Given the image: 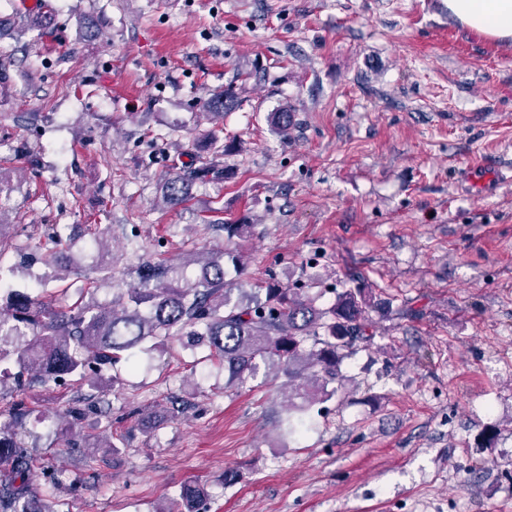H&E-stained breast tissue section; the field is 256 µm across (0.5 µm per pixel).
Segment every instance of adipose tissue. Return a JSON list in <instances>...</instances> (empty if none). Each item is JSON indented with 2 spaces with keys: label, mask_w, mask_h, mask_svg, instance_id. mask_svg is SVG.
Instances as JSON below:
<instances>
[{
  "label": "adipose tissue",
  "mask_w": 512,
  "mask_h": 512,
  "mask_svg": "<svg viewBox=\"0 0 512 512\" xmlns=\"http://www.w3.org/2000/svg\"><path fill=\"white\" fill-rule=\"evenodd\" d=\"M448 14L488 39L512 41V0H448Z\"/></svg>",
  "instance_id": "ef3b65f1"
}]
</instances>
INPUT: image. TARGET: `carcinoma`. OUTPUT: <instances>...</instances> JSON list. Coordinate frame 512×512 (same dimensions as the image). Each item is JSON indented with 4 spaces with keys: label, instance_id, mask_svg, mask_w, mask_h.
Returning a JSON list of instances; mask_svg holds the SVG:
<instances>
[{
    "label": "carcinoma",
    "instance_id": "cac0c4a2",
    "mask_svg": "<svg viewBox=\"0 0 512 512\" xmlns=\"http://www.w3.org/2000/svg\"><path fill=\"white\" fill-rule=\"evenodd\" d=\"M238 106L231 90L205 102L207 115L218 119ZM270 123L285 138L294 126V111L285 106L271 113ZM195 179L192 171L169 179L163 184L165 202H187ZM244 268L241 245L210 254L192 281L184 280L175 264L148 262L138 268V283L118 294L110 306L92 296L73 300L67 286L47 301L6 289L8 307L0 311V363L12 362L16 372L0 371V512H56L29 482L32 454L19 399L24 376L104 393L115 386L104 377L105 369L123 358L135 362L136 354L185 336L191 344L209 348L224 365L227 386L244 384L261 361L273 377L286 376L291 389L287 425L295 432L303 431L305 423L293 413L345 390L341 365L372 336L369 292L344 288L329 306L320 307L309 293L271 282L255 293L238 289L240 298L234 302L231 292ZM93 408L78 399L58 412L54 424L64 447L78 446L77 425ZM102 417L97 420V447L114 452L117 445ZM179 498L183 512H199L206 493L189 483L181 487Z\"/></svg>",
    "mask_w": 512,
    "mask_h": 512
}]
</instances>
